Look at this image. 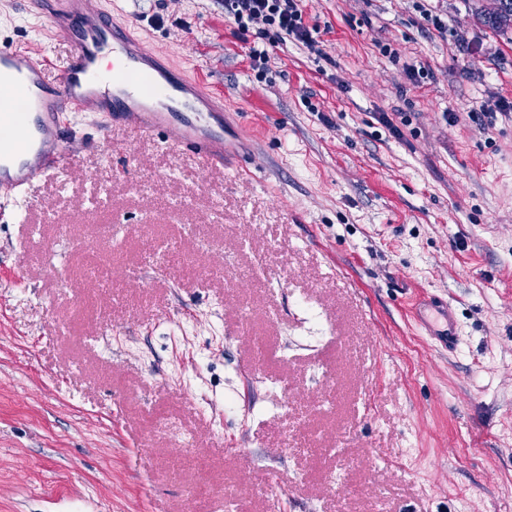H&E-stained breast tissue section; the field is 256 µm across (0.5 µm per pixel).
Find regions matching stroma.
Instances as JSON below:
<instances>
[{"instance_id":"35a3bbf8","label":"stroma","mask_w":512,"mask_h":512,"mask_svg":"<svg viewBox=\"0 0 512 512\" xmlns=\"http://www.w3.org/2000/svg\"><path fill=\"white\" fill-rule=\"evenodd\" d=\"M102 2L240 106L249 157L204 173L172 133L82 115L90 146L0 221V512H224L203 482L239 512H512V27L477 0H428L444 35L413 0H302L316 51L261 75L264 26L224 0ZM1 36L62 62L31 0H0ZM422 297L451 302L454 352Z\"/></svg>"}]
</instances>
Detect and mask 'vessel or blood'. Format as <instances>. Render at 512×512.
<instances>
[{"mask_svg": "<svg viewBox=\"0 0 512 512\" xmlns=\"http://www.w3.org/2000/svg\"><path fill=\"white\" fill-rule=\"evenodd\" d=\"M33 6L69 54L53 80L40 53L0 42V206H10L13 218L31 205L38 179L67 167L80 137L67 116L90 104L102 116V133L130 125L147 135L172 130L201 168L223 166L224 110L212 105L202 77L149 53L115 19H92V0H33ZM106 57L114 65L104 72ZM427 307L441 326L429 327L422 314L418 323L442 347L455 348L459 333L447 302Z\"/></svg>", "mask_w": 512, "mask_h": 512, "instance_id": "1", "label": "vessel or blood"}]
</instances>
